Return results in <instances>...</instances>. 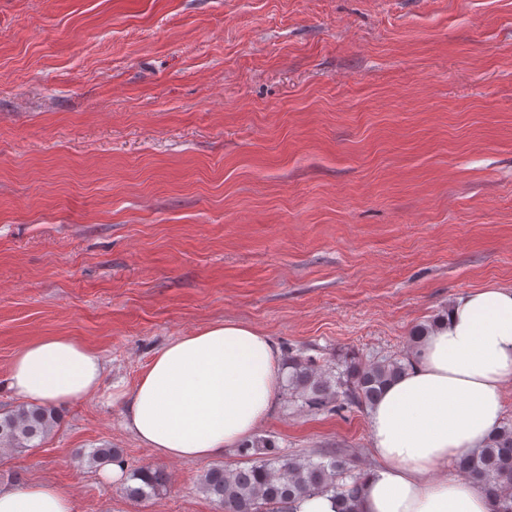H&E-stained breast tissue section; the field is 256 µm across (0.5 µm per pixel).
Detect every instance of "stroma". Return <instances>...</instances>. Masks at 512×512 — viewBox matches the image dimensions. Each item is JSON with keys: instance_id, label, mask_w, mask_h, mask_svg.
Segmentation results:
<instances>
[{"instance_id": "35a3bbf8", "label": "stroma", "mask_w": 512, "mask_h": 512, "mask_svg": "<svg viewBox=\"0 0 512 512\" xmlns=\"http://www.w3.org/2000/svg\"><path fill=\"white\" fill-rule=\"evenodd\" d=\"M512 287V0H0V377L70 336L132 391L170 341L233 320L323 370L410 356L460 292ZM0 487L73 512H221L235 448L161 460L122 401L57 406ZM285 455L351 448L368 413L276 397ZM163 469L135 503L84 452ZM0 512H73V506L65 491L42 482L20 491L0 490Z\"/></svg>"}]
</instances>
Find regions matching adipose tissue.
Segmentation results:
<instances>
[{"label": "adipose tissue", "mask_w": 512, "mask_h": 512, "mask_svg": "<svg viewBox=\"0 0 512 512\" xmlns=\"http://www.w3.org/2000/svg\"><path fill=\"white\" fill-rule=\"evenodd\" d=\"M105 364L68 336L23 345L0 379L15 396L46 406L98 395ZM284 374L280 353L261 332L217 323L168 343L124 400V428L156 457L196 460L222 454L255 433ZM512 383V289L460 293L440 316L412 364L369 412L375 465L360 512H493L476 483L434 479L436 470L485 445L499 427ZM0 512H73L70 496L42 482L0 490Z\"/></svg>", "instance_id": "1"}]
</instances>
